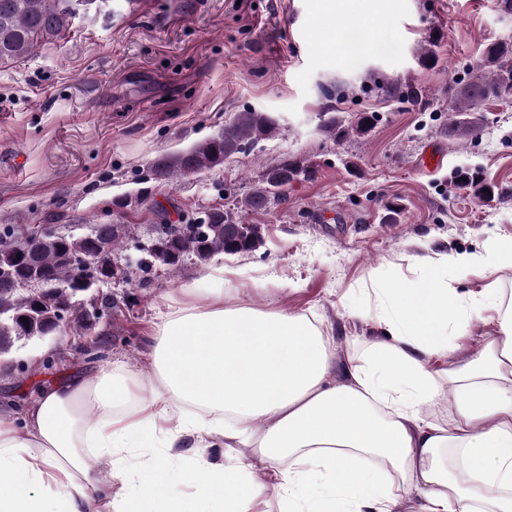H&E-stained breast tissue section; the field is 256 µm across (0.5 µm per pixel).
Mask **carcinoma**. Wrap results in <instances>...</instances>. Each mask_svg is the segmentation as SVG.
I'll list each match as a JSON object with an SVG mask.
<instances>
[{"mask_svg":"<svg viewBox=\"0 0 512 512\" xmlns=\"http://www.w3.org/2000/svg\"><path fill=\"white\" fill-rule=\"evenodd\" d=\"M83 2L92 6L98 0H0V65L25 59L41 45L62 37ZM511 95L512 44L493 43L485 52L484 72L455 95L454 112H474L484 99ZM374 121L366 113L348 123L333 115L322 128L342 140L367 134ZM278 130L277 118L268 112H240L223 129L188 150L163 157L155 172L158 179L171 182L220 168L241 148L272 138ZM313 174L310 166L281 159L267 167L258 185L241 198L240 209L245 213L264 210L284 195L288 185ZM457 178L479 198L494 193V186L477 172L461 171ZM136 228L135 224H108L100 238L93 224L81 234L40 237L31 248L17 237L15 225L0 226V355L20 340L50 336L66 327L89 330L96 320L112 316L116 305L112 295L104 292L106 284L100 275L111 266L113 255L140 245ZM151 231L166 249L145 250L136 263L118 270L131 285L155 268L174 273L185 258L206 264L218 254L250 253L263 240L259 225L235 220L222 207L212 208L199 236L185 234L178 224H153Z\"/></svg>","mask_w":512,"mask_h":512,"instance_id":"cac0c4a2","label":"carcinoma"}]
</instances>
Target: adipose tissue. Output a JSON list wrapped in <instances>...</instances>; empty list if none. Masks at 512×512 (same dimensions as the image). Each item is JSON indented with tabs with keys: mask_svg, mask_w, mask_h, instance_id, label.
Here are the masks:
<instances>
[{
	"mask_svg": "<svg viewBox=\"0 0 512 512\" xmlns=\"http://www.w3.org/2000/svg\"><path fill=\"white\" fill-rule=\"evenodd\" d=\"M372 282L390 336L329 384V336L307 315L225 306L224 269L166 297L146 369L105 368L40 391L23 418L0 410V512H512V301L459 296L470 266L512 269V238L424 258ZM492 312L475 356L454 338ZM451 394L445 426L426 408ZM222 456H215V449ZM257 449L255 473L240 454Z\"/></svg>",
	"mask_w": 512,
	"mask_h": 512,
	"instance_id": "1",
	"label": "adipose tissue"
}]
</instances>
